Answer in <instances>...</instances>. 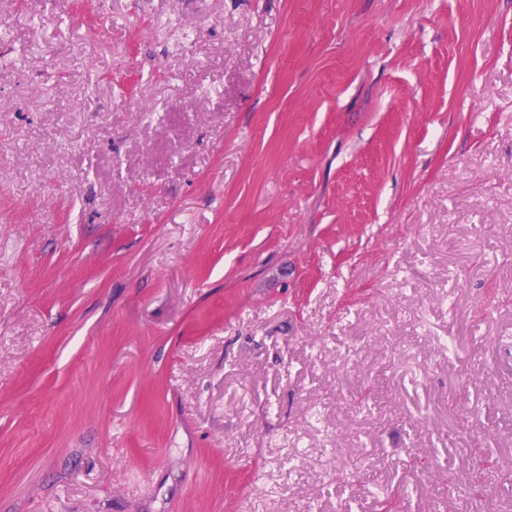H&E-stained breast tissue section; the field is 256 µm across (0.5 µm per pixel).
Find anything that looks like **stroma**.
I'll return each instance as SVG.
<instances>
[{
    "mask_svg": "<svg viewBox=\"0 0 512 512\" xmlns=\"http://www.w3.org/2000/svg\"><path fill=\"white\" fill-rule=\"evenodd\" d=\"M512 512V0H0V512Z\"/></svg>",
    "mask_w": 512,
    "mask_h": 512,
    "instance_id": "1",
    "label": "stroma"
}]
</instances>
